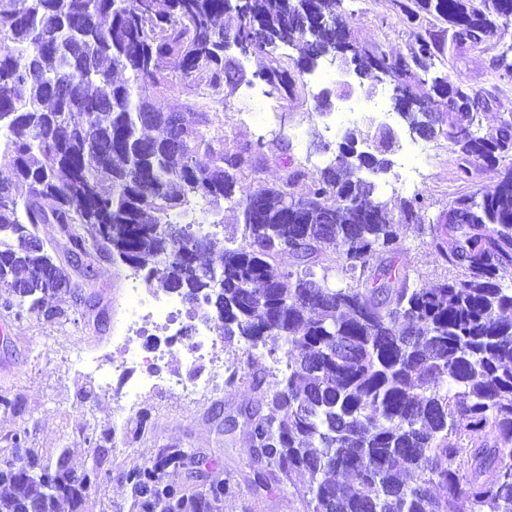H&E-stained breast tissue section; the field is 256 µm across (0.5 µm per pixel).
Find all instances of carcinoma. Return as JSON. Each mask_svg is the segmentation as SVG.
I'll return each mask as SVG.
<instances>
[{
    "label": "carcinoma",
    "instance_id": "carcinoma-1",
    "mask_svg": "<svg viewBox=\"0 0 512 512\" xmlns=\"http://www.w3.org/2000/svg\"><path fill=\"white\" fill-rule=\"evenodd\" d=\"M340 4L314 0L307 27L293 31L297 0H0V307L17 320L45 314L46 297L75 287L60 250H105L189 313L205 301L224 338L279 345L281 377H252L263 391L247 431L256 487L306 474L308 512H459L464 502L512 512V162L500 165L512 157V113L483 128L480 97L434 73L442 32L424 25L433 15L457 49H476L512 21V0H402L409 56L354 44L369 86L388 70L411 97L448 104L434 128L429 112L400 118L454 146L461 179L478 164L500 167L494 191L456 197L448 222L427 228L448 265L430 288L397 247L423 197L386 196L363 176L390 165L386 129L350 130L371 149L325 146L331 158L312 175L287 165L278 184L254 191L239 175L266 164L263 141L231 147L203 107L154 104L175 78L216 93L243 82L224 59L227 36L289 42L295 66L311 70L350 34ZM494 71L512 77V44ZM260 75L293 91L277 65ZM226 203L243 230L218 250L190 213L216 217ZM196 245L186 268L181 252ZM282 254L294 268L278 266ZM327 255L337 266L323 265ZM333 270L342 285L328 284ZM201 456L162 448L127 470L132 512H217L229 483L173 480ZM111 481L97 466L71 470L63 453L46 461L16 434L0 458V512H58L62 501L83 512L86 493Z\"/></svg>",
    "mask_w": 512,
    "mask_h": 512
}]
</instances>
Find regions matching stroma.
Wrapping results in <instances>:
<instances>
[{
	"label": "stroma",
	"instance_id": "1",
	"mask_svg": "<svg viewBox=\"0 0 512 512\" xmlns=\"http://www.w3.org/2000/svg\"><path fill=\"white\" fill-rule=\"evenodd\" d=\"M342 7L352 14L351 31L357 42L379 44L393 57L408 55L412 40L395 0H343ZM511 43L512 23L500 26L496 36L477 49L459 53L451 40L443 42L440 67L452 81L484 99L480 119L486 127L496 125L505 112L512 111V79L491 75L501 46ZM293 78L295 91L288 97H272L264 82L253 79L220 94L200 82L180 83L158 96L157 103L167 110L186 104L202 106L211 114L212 131L228 135L234 142L263 141L267 164L261 171L244 173L241 180L254 189L267 187L278 183L285 157H292L311 173L328 160L323 147L331 137L315 110L306 77L294 72ZM257 99L272 112V120L250 118L251 104ZM284 141L290 144L285 151L280 148ZM414 143L432 156L419 187L411 188L400 179L405 153L401 147L391 153V167L379 186L383 192L408 197L421 193L424 223L445 221L449 204L461 194L495 188L497 172L489 167L480 168L474 181L460 180L453 148L446 140L418 137ZM398 246L401 262L420 274L421 285L432 286L447 276L448 268L431 248L429 236L415 225L401 229ZM90 263L91 279L82 295L47 300L46 315L13 321L12 334L0 339V394L8 393L18 402L17 409L0 408V448L10 447L12 437L21 433L27 447L47 460H56L64 451L74 471L95 465L111 470V482L89 491L84 512H129L131 491L123 479L124 471L151 463L163 448H195L208 456L205 480H224L232 486L219 512H306L301 491L307 476L268 490L252 483L257 466L247 441V418L259 408L261 393L254 389L251 377L270 370L268 346L252 348L238 339L224 344V366L236 372L237 381L222 387L218 399L194 405L181 392L161 391L144 400L139 414L130 417L122 431H113L120 383L99 388L89 376L63 362L88 332L96 336L97 348L109 360L121 363L127 359L112 336L127 315L129 269L103 256L91 258ZM117 441L123 444V452H113Z\"/></svg>",
	"mask_w": 512,
	"mask_h": 512
}]
</instances>
